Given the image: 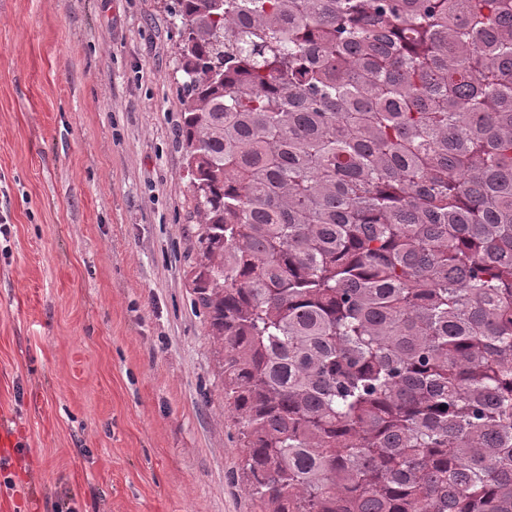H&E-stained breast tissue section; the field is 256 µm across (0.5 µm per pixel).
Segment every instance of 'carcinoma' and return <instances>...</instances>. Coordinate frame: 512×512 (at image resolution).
Instances as JSON below:
<instances>
[{
    "mask_svg": "<svg viewBox=\"0 0 512 512\" xmlns=\"http://www.w3.org/2000/svg\"><path fill=\"white\" fill-rule=\"evenodd\" d=\"M171 10L250 496L512 512V0Z\"/></svg>",
    "mask_w": 512,
    "mask_h": 512,
    "instance_id": "obj_1",
    "label": "carcinoma"
}]
</instances>
